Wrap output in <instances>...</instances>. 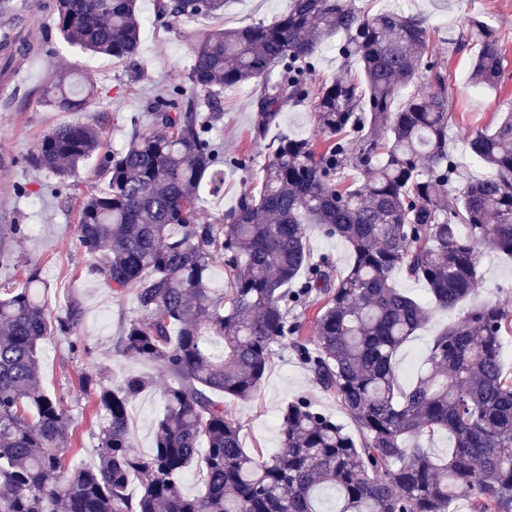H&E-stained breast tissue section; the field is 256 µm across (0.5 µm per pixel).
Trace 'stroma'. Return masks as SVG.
<instances>
[{
    "label": "stroma",
    "instance_id": "35a3bbf8",
    "mask_svg": "<svg viewBox=\"0 0 512 512\" xmlns=\"http://www.w3.org/2000/svg\"><path fill=\"white\" fill-rule=\"evenodd\" d=\"M15 17L0 16V34L23 32L31 48L19 63L24 82L14 73L0 74V284L22 279L27 269L37 268L47 283L45 296L50 315L63 314L69 302H78L82 318L71 334L50 337L42 346L43 384L59 396L72 415V464L90 466L98 458L97 421L92 403L78 384L81 375L104 378L112 386L136 374L152 383L131 405V429L138 449L148 453L154 425L163 411L160 391L166 380L157 365L115 349L125 323L138 315L134 295L115 298L89 271L90 257L79 247L75 220L80 201L103 188L93 164L80 168L69 189L68 202L46 190L54 178L30 167L25 159L41 137L53 128L77 120L74 112L47 109L38 94L52 74L69 72L74 79L106 89V96L90 102V111L104 114V144L120 151L132 125L149 128L148 104L170 85L186 83L193 63L192 45L205 32L216 28H239L269 23L281 16L288 0H229L216 19H196L176 24L158 20L156 0H137L144 21V35L137 62L108 56L94 57L60 38L54 25L55 0H13ZM371 13L395 12L424 17L431 27L427 50L429 61L445 67L454 81L455 95L448 104V146L460 163L462 179L486 176L484 167L472 163L464 149L466 131L494 125L498 108L512 103V0H356ZM478 16L501 36L503 71L496 89L476 90L468 81L475 52L456 50L451 40L465 18ZM257 88L244 85L224 92V117L213 130L225 158L248 156L246 169L225 167L220 191L199 193V219L206 222L235 208L242 194L262 175L267 143L280 136L316 137L308 101L289 104L279 123L264 141L252 138ZM27 185V195H18L17 185ZM481 285L473 304H498L512 314V258L496 252L480 258ZM452 312L437 310L429 323L398 351V382L409 386L426 369L425 358L435 333L455 320ZM298 397L310 399L318 409L338 422L349 418L333 394L323 391L297 355L291 343L276 344L260 390L241 401L225 398L226 411L240 424L243 448L269 456L280 445L279 420L284 406Z\"/></svg>",
    "mask_w": 512,
    "mask_h": 512
}]
</instances>
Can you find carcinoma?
<instances>
[{"label":"carcinoma","mask_w":512,"mask_h":512,"mask_svg":"<svg viewBox=\"0 0 512 512\" xmlns=\"http://www.w3.org/2000/svg\"><path fill=\"white\" fill-rule=\"evenodd\" d=\"M159 9L173 22L214 18L224 0H161ZM464 24L454 45H479L470 83L493 87L503 68L499 36L477 16ZM55 26L93 55H139L136 0H56ZM341 33L359 73L312 83L319 48ZM429 40L424 18L369 14L353 0H291L269 25L215 29L198 42L192 95L179 85L153 101L158 131L134 128L117 153L104 149L93 115L42 137L25 162L57 178L50 194L64 198L67 178L90 160L105 181L77 209L79 246L113 293L135 295L141 315L116 350L156 362L171 383L143 455L130 406L148 382L131 375L114 388L82 376L99 418L98 464H71V415L42 388L40 347L71 332L78 305L49 319L36 269L1 289L0 512H454L460 485L472 512H512V375L502 366L512 318L496 304L464 308L481 282L480 250L512 256V109L464 137L489 175L451 188L455 87L426 58ZM250 82L259 87L254 139L298 98L311 102L322 139L270 143L258 186L200 224L198 191L222 174L210 130L224 89ZM99 94L59 75L41 100L84 112ZM348 169L362 178L347 181ZM308 224L348 244L347 270L313 257ZM217 264L227 280L219 296L210 288ZM398 274L424 282L431 302L396 288ZM311 303L319 310L308 343L293 311ZM435 309L463 313L432 337L426 372L402 389L397 351ZM213 336L223 341L218 353ZM288 340L354 431L299 397L282 411L278 452L261 459L242 448L240 425L213 394L250 398L273 346ZM440 432L453 440L443 461L421 444ZM194 465L206 487L199 497L182 486ZM134 476L143 487L136 500Z\"/></svg>","instance_id":"carcinoma-1"}]
</instances>
